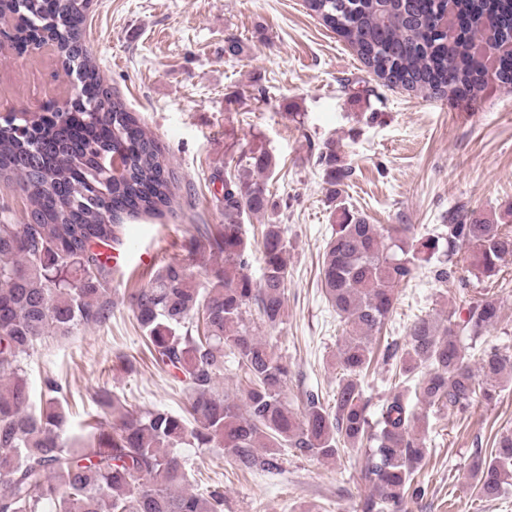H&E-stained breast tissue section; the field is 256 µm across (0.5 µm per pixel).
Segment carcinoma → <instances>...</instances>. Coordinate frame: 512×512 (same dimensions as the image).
Wrapping results in <instances>:
<instances>
[{
  "label": "carcinoma",
  "mask_w": 512,
  "mask_h": 512,
  "mask_svg": "<svg viewBox=\"0 0 512 512\" xmlns=\"http://www.w3.org/2000/svg\"><path fill=\"white\" fill-rule=\"evenodd\" d=\"M309 10L347 41L392 87L476 100L488 80L512 86V0H306ZM79 0H0L21 39L42 27L52 50L81 83L64 112H24L0 120V180L28 202V220L13 223L0 208V512H224V490L187 491L183 448H222L246 472L281 470L279 452L340 461L361 452V478L373 488L363 512H404L425 494L418 476L425 439L411 426L414 398L429 407L467 411L494 399L512 381V353L476 349V339L502 317L499 301L470 293L459 270L491 279L512 257L506 220L456 214L437 235L416 237L409 224H371L349 210L342 189L352 176L335 142L317 155L336 228L322 260L321 288L340 319L339 368L332 403L305 394L295 411L286 397L288 365L255 329L287 317L288 239L273 219L266 179L276 162L243 153L224 175V223L195 225L191 248L221 257L195 282L181 262L161 266L129 295L156 364L189 388L185 413L136 410L109 389L93 402L102 417L88 440L69 441L71 406L64 387L35 407L23 356L48 336L66 339L112 313L110 268L98 247L120 243L126 218L158 216L173 202L162 146L103 84L84 44ZM458 39L448 44L443 18ZM259 218L261 279L247 273L243 219ZM437 260L436 281L460 288V304L441 319L417 318L404 344L372 345L397 301V288ZM394 366L395 392L377 426L366 415V378L375 358ZM245 394L239 404L219 382L229 366ZM473 487L496 500L512 487V431L494 435L489 454L471 471Z\"/></svg>",
  "instance_id": "obj_1"
}]
</instances>
